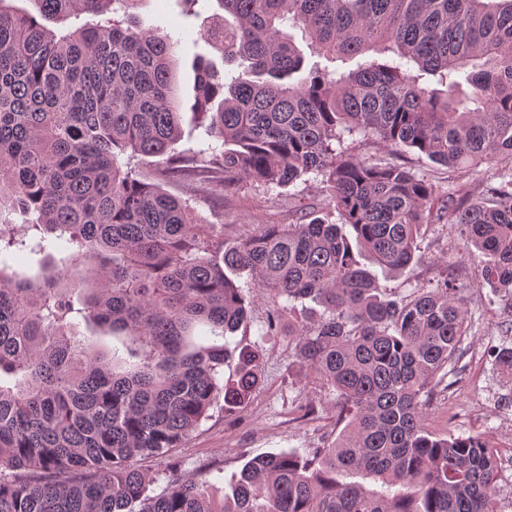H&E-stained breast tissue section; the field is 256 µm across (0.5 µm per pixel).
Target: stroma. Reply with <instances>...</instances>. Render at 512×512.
<instances>
[{"mask_svg":"<svg viewBox=\"0 0 512 512\" xmlns=\"http://www.w3.org/2000/svg\"><path fill=\"white\" fill-rule=\"evenodd\" d=\"M137 15L142 26L159 22L182 36L179 94L184 103H191L193 59L200 54L217 63L220 55L199 41L198 20L184 18L176 0H142ZM408 160L440 189L454 187L475 194L494 174L486 166L451 170L414 153ZM167 190L187 201L199 223L223 226L224 240L229 244L258 234L265 224L301 223L303 214L309 212L322 218L333 216L323 184L313 177L273 191L247 185L222 200L200 197L194 185L184 181L171 182ZM420 256L417 264L400 273L379 272L384 292L393 299H407L419 285L443 280L454 268L470 285L468 310L475 322L465 341L463 370L426 408L425 424L436 433L482 434L498 449V506L501 512H512V376L501 373L487 353L489 344H512V332H503L504 327L512 329V310L501 304L492 288L476 280L478 257L458 255L450 229H430L420 242ZM250 301L251 315L231 336L230 344L255 345L263 355V379L254 399L232 413L225 412L223 405H215L199 429L172 449L170 458L138 460V467L152 481V490L165 487L172 462L186 474L206 472L208 480L221 490L254 456L317 448L335 437V396L298 364L288 335L265 334L264 321L272 306L267 291L251 289Z\"/></svg>","mask_w":512,"mask_h":512,"instance_id":"35a3bbf8","label":"stroma"}]
</instances>
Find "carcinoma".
Listing matches in <instances>:
<instances>
[{
	"mask_svg": "<svg viewBox=\"0 0 512 512\" xmlns=\"http://www.w3.org/2000/svg\"><path fill=\"white\" fill-rule=\"evenodd\" d=\"M0 0V253L52 264L27 276L0 261V512H499L498 461L480 435L429 431L424 409L472 332L453 270L402 301L361 267L420 260L418 240L451 225L480 254L476 275L512 305V0H216L199 33L265 81L195 58L196 127L216 142L178 148L173 64L182 40L144 28L141 0ZM96 21L57 35L45 22ZM326 60L304 59L290 30ZM376 142L386 156L354 152ZM496 167L477 199L436 193L402 156ZM158 159L151 180L129 166ZM315 174L338 222L265 224L224 244L163 183L207 197L271 191ZM13 213L35 215L14 230ZM248 274L273 293L266 332L336 394V438L252 458L219 497L177 467L149 493L140 458L165 457L261 379L228 337L249 317ZM322 308L294 317L295 303ZM85 325L91 336L72 330ZM117 341L107 351L97 334ZM512 373V346L494 351ZM381 483L369 489L357 478Z\"/></svg>",
	"mask_w": 512,
	"mask_h": 512,
	"instance_id": "carcinoma-1",
	"label": "carcinoma"
}]
</instances>
